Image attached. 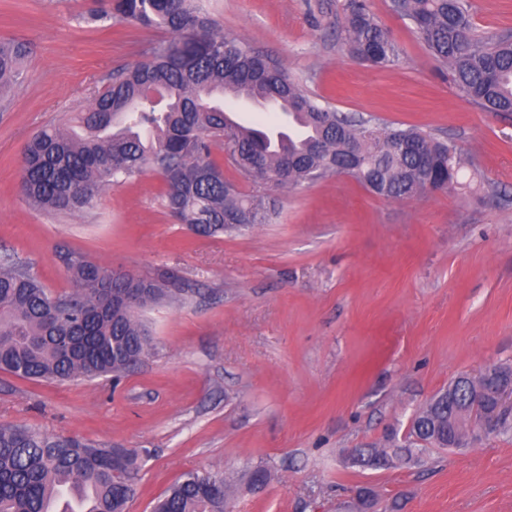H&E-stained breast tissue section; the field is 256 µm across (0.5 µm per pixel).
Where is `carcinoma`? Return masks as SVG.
Listing matches in <instances>:
<instances>
[{
	"mask_svg": "<svg viewBox=\"0 0 512 512\" xmlns=\"http://www.w3.org/2000/svg\"><path fill=\"white\" fill-rule=\"evenodd\" d=\"M418 39L447 69L448 78L488 112L512 113V33L482 36L471 21V0H391ZM340 36L350 53L375 67L399 60L389 34L366 0H346ZM115 21L169 34L148 59L118 67L69 129L49 126L23 154L20 188L28 203L50 213L91 210L103 189L146 172L161 175L168 213L196 236L219 237L265 223L268 192L347 173L372 193L409 200L429 180L457 181L455 145L414 127L380 125L338 112L306 95L282 64L249 43L216 32L196 0H104L82 22ZM27 45L0 41V89L18 81ZM268 104L298 126H246L224 110V97ZM224 149L244 179L259 171L263 190L244 193L212 159ZM74 288L51 295L22 263H0V370L29 380L120 377L151 347L141 313L175 304L188 290L169 278L144 279L106 269L69 252ZM473 383L456 380L453 402L434 395L410 425L408 443L455 448L452 425L480 431L488 403L471 399ZM386 448L357 449L358 467L389 469L412 450L387 438ZM134 451L97 448L22 426L0 425V512H48L52 494L88 492L91 509L128 512L140 471ZM272 479L264 465L241 476L249 490ZM236 484L222 473L188 474L153 512H226Z\"/></svg>",
	"mask_w": 512,
	"mask_h": 512,
	"instance_id": "1",
	"label": "carcinoma"
}]
</instances>
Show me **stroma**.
I'll return each mask as SVG.
<instances>
[{"instance_id":"35a3bbf8","label":"stroma","mask_w":512,"mask_h":512,"mask_svg":"<svg viewBox=\"0 0 512 512\" xmlns=\"http://www.w3.org/2000/svg\"><path fill=\"white\" fill-rule=\"evenodd\" d=\"M345 0H200L221 30L282 62L340 112L415 126L461 153L454 191L376 196L346 175L275 191L268 223L191 236L155 173L112 186L94 209L53 214L19 190L29 137L66 125L113 69L144 61L163 31L86 27L97 0H0V40L31 52L0 96V259L71 290L67 252L141 277H171L182 303L147 308L149 353L120 379L45 382L0 372V425L140 452L129 512L188 472L273 480L239 488L229 512H512V433L430 448L386 470L351 466L385 446L460 376L512 364V113L487 112L448 81L390 0H367L400 51L372 68L338 33ZM479 32H512V0H472ZM272 479V473L267 466L256 465L242 474L240 482H243L250 491H262Z\"/></svg>"}]
</instances>
